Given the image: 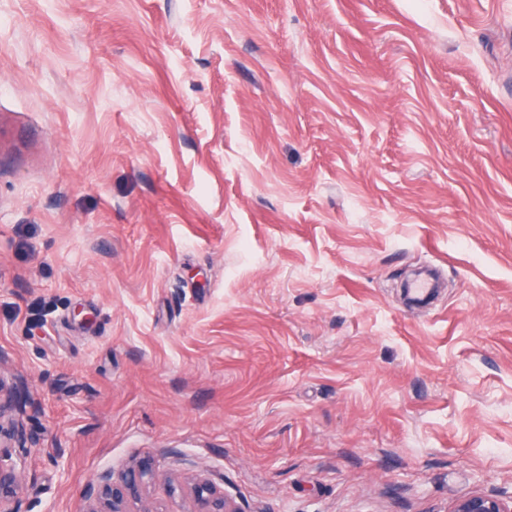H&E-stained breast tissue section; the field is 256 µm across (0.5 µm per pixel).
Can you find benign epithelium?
<instances>
[{
  "label": "benign epithelium",
  "instance_id": "obj_1",
  "mask_svg": "<svg viewBox=\"0 0 512 512\" xmlns=\"http://www.w3.org/2000/svg\"><path fill=\"white\" fill-rule=\"evenodd\" d=\"M17 386L0 376V512H19L8 507L15 501L20 485V468L13 460L15 445L25 439L23 427L5 422L12 408ZM157 476L152 467L139 463L116 475L99 473L91 482L86 497L92 500L87 512H153L144 506L147 489ZM191 512H243L237 503L208 480L190 488ZM450 512H512V499L505 500L493 492L472 493L458 499Z\"/></svg>",
  "mask_w": 512,
  "mask_h": 512
}]
</instances>
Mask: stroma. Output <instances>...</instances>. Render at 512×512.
Listing matches in <instances>:
<instances>
[{
    "label": "stroma",
    "instance_id": "35a3bbf8",
    "mask_svg": "<svg viewBox=\"0 0 512 512\" xmlns=\"http://www.w3.org/2000/svg\"><path fill=\"white\" fill-rule=\"evenodd\" d=\"M0 16L20 512L139 460L158 512L171 477L243 512L512 497V0Z\"/></svg>",
    "mask_w": 512,
    "mask_h": 512
}]
</instances>
